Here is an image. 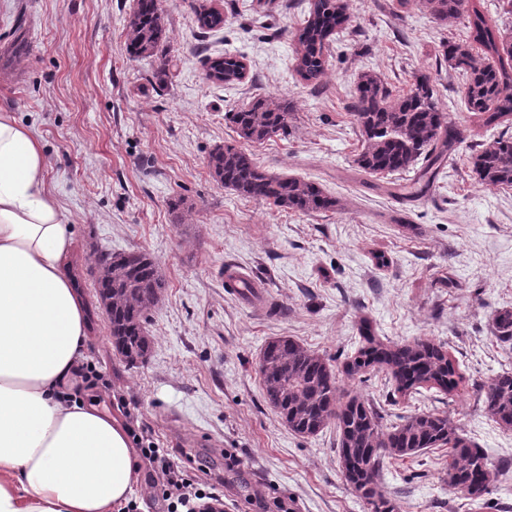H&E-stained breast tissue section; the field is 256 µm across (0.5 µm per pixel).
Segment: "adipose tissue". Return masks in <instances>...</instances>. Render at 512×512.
Returning a JSON list of instances; mask_svg holds the SVG:
<instances>
[{"label":"adipose tissue","mask_w":512,"mask_h":512,"mask_svg":"<svg viewBox=\"0 0 512 512\" xmlns=\"http://www.w3.org/2000/svg\"><path fill=\"white\" fill-rule=\"evenodd\" d=\"M45 173L39 139L0 112V512H118L137 460L125 427L68 389L87 315Z\"/></svg>","instance_id":"obj_1"}]
</instances>
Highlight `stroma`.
Returning <instances> with one entry per match:
<instances>
[{"label":"stroma","instance_id":"stroma-1","mask_svg":"<svg viewBox=\"0 0 512 512\" xmlns=\"http://www.w3.org/2000/svg\"><path fill=\"white\" fill-rule=\"evenodd\" d=\"M205 4L223 10L221 29H199ZM161 5L171 68L159 86L151 62L127 51L134 0H0V111L15 113L43 144L72 258L144 250L168 283L149 314L143 365L114 355L105 319L91 328L85 361L107 380L91 393L126 429L173 454L187 449L222 477L223 512H264L255 497L267 491L293 512H364L340 473L335 429L298 437L263 398L260 350L290 336L333 359L341 389L372 402L384 424L447 411L509 475L477 505L445 484L447 451L392 463L382 482L401 512H512V431L487 414L478 392L512 371V348L491 333L494 312L512 308V188L477 184L470 164L481 143L512 126L480 125L461 75L438 55L444 41L468 38L465 22L439 23L420 0H348L350 26L314 89L294 61L309 0ZM225 54L244 58L245 78L206 81L205 58ZM364 70L397 93L427 74L462 133L416 197L391 193L411 185L414 172L379 178L355 169L360 142L347 105ZM258 94L288 98L293 116L287 135L249 152L267 170L321 183L342 210L288 212L212 179L209 153L239 141L225 112ZM231 272L253 293L230 288ZM364 319L383 340L446 343L465 387L396 401L383 376H344ZM228 449L244 467L225 468Z\"/></svg>","mask_w":512,"mask_h":512}]
</instances>
